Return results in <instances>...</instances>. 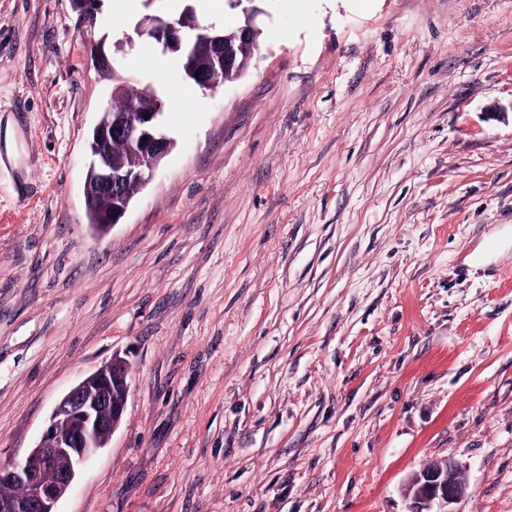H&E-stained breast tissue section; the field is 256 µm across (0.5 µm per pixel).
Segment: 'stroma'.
<instances>
[{
    "instance_id": "1",
    "label": "stroma",
    "mask_w": 512,
    "mask_h": 512,
    "mask_svg": "<svg viewBox=\"0 0 512 512\" xmlns=\"http://www.w3.org/2000/svg\"><path fill=\"white\" fill-rule=\"evenodd\" d=\"M216 90L183 0H0V464L113 353L125 414L57 512H512V0H257ZM174 147L93 232L116 83ZM192 92L183 103L177 89ZM137 36L148 34L154 38L163 49L169 44L181 43L183 34L181 28L174 21H164L157 17H145L134 28ZM458 472V464L451 457L446 462H426L409 486V512H452L448 506L463 493Z\"/></svg>"
}]
</instances>
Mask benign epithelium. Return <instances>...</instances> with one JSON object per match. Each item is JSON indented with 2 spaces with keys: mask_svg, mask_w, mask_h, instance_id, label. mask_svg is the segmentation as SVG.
I'll return each instance as SVG.
<instances>
[{
  "mask_svg": "<svg viewBox=\"0 0 512 512\" xmlns=\"http://www.w3.org/2000/svg\"><path fill=\"white\" fill-rule=\"evenodd\" d=\"M147 34L162 48L183 40L181 28L173 21L145 17L124 34L132 42L133 35ZM201 41L209 48V64L192 69L188 78L202 89L217 82V67L225 66L234 54V47L213 26L205 28ZM159 112H144L133 107L129 112H103L94 127L97 145L91 150L88 171L94 189L108 197L110 209L101 217L100 230L105 231L125 215L132 196L128 185L144 186L146 169L139 160L151 156V165H158L170 151L173 141L161 131ZM122 140L131 147V160L116 165L105 146ZM130 391L128 364L120 356L84 377L54 407L40 443L25 461L0 464V487H20L24 495H0V512H56L55 505L68 491L85 463L98 449L107 445L119 426ZM463 493L459 467L453 458L429 461L415 474L409 486L410 512H450L448 506Z\"/></svg>",
  "mask_w": 512,
  "mask_h": 512,
  "instance_id": "obj_1",
  "label": "benign epithelium"
}]
</instances>
